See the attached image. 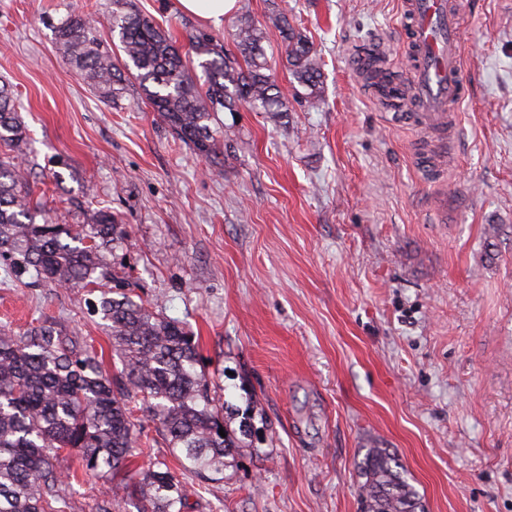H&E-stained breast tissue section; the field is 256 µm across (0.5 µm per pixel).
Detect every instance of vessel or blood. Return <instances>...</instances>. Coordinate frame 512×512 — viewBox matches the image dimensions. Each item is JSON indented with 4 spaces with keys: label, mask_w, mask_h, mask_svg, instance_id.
Masks as SVG:
<instances>
[{
    "label": "vessel or blood",
    "mask_w": 512,
    "mask_h": 512,
    "mask_svg": "<svg viewBox=\"0 0 512 512\" xmlns=\"http://www.w3.org/2000/svg\"><path fill=\"white\" fill-rule=\"evenodd\" d=\"M403 21L412 53L410 83L382 93L387 110L399 111L405 95H412L417 111L407 113L418 127L445 128L452 121L449 105L466 92L459 64L461 31L457 0H405Z\"/></svg>",
    "instance_id": "vessel-or-blood-1"
}]
</instances>
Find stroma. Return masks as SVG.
<instances>
[{
  "label": "stroma",
  "mask_w": 512,
  "mask_h": 512,
  "mask_svg": "<svg viewBox=\"0 0 512 512\" xmlns=\"http://www.w3.org/2000/svg\"><path fill=\"white\" fill-rule=\"evenodd\" d=\"M111 0H0V80L27 126L16 162L54 223L118 218L114 267L184 322L225 401L270 423L260 456L218 481L181 480L188 512H361L357 463L400 459L426 512H512V0H468L455 130L386 112L355 67L384 44L408 81L402 0H238L288 85L276 15L312 42L322 93L271 117L221 112L212 164L175 139L137 82L102 102L61 55L54 27ZM431 146L442 177L416 160ZM83 201L76 209L71 199ZM80 288L0 275V327L41 316L112 344Z\"/></svg>",
  "instance_id": "35a3bbf8"
}]
</instances>
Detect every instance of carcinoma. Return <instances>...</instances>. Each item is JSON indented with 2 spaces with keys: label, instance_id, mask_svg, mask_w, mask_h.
Wrapping results in <instances>:
<instances>
[{
  "label": "carcinoma",
  "instance_id": "carcinoma-1",
  "mask_svg": "<svg viewBox=\"0 0 512 512\" xmlns=\"http://www.w3.org/2000/svg\"><path fill=\"white\" fill-rule=\"evenodd\" d=\"M112 44L101 42L96 22L70 13L55 28L63 56L95 94L111 101L121 81H137L147 104L175 136L220 163L212 130L219 112L247 103L276 116L290 101L310 103L321 93V67L306 36L282 20L289 74L286 92L271 77L260 25L242 19L235 50L210 33L188 31L182 52L170 30L141 13L133 0H112ZM26 128L14 94L0 86V147L23 142ZM31 173L0 153V260L9 278L27 287L64 283L99 293L89 310L112 338L121 368L109 374L103 356L52 319L20 335L0 328V512H67L63 479L82 471L108 486L96 512L122 501L136 512H183L186 492L164 461L136 467L151 438L136 427L139 410L172 448L180 470L213 476L250 450L258 427L252 411L236 408L238 427L224 418L212 376L201 364L198 339L162 305L135 300L128 279L112 271L118 224L100 209L79 229L52 223L32 199ZM225 435H220L219 430ZM363 512H424L421 497L387 448H371L359 463Z\"/></svg>",
  "mask_w": 512,
  "mask_h": 512
}]
</instances>
